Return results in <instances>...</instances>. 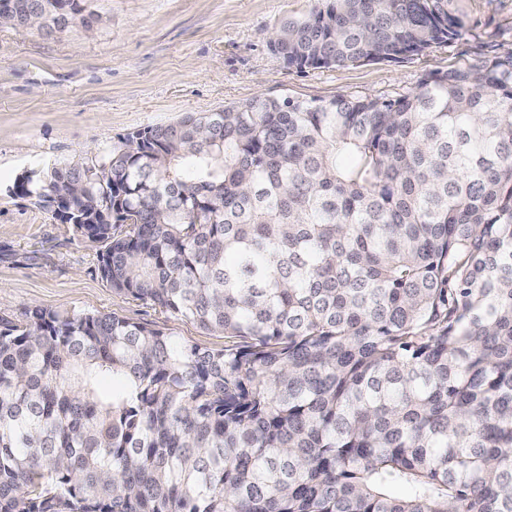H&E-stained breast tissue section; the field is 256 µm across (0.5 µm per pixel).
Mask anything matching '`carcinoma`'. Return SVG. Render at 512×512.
<instances>
[{
  "instance_id": "cac0c4a2",
  "label": "carcinoma",
  "mask_w": 512,
  "mask_h": 512,
  "mask_svg": "<svg viewBox=\"0 0 512 512\" xmlns=\"http://www.w3.org/2000/svg\"><path fill=\"white\" fill-rule=\"evenodd\" d=\"M453 2L318 0L269 45L397 62L472 36ZM9 3L46 36L98 18ZM17 193L104 244L115 293L225 342L0 323V512H512V51L395 99L190 113Z\"/></svg>"
}]
</instances>
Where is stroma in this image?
Returning a JSON list of instances; mask_svg holds the SVG:
<instances>
[{"label": "stroma", "instance_id": "stroma-1", "mask_svg": "<svg viewBox=\"0 0 512 512\" xmlns=\"http://www.w3.org/2000/svg\"><path fill=\"white\" fill-rule=\"evenodd\" d=\"M315 0H94L101 20L58 37L0 26V322L29 309L116 313L165 325L220 347L192 324L112 291L98 271L99 244L84 241L28 199L17 180L52 162L76 163L136 129L256 97L324 101L398 97L445 73L512 49V0H457L472 37L396 64L285 67L268 34Z\"/></svg>", "mask_w": 512, "mask_h": 512}]
</instances>
